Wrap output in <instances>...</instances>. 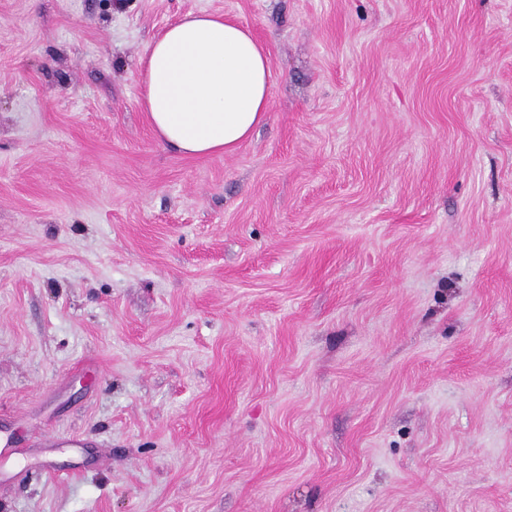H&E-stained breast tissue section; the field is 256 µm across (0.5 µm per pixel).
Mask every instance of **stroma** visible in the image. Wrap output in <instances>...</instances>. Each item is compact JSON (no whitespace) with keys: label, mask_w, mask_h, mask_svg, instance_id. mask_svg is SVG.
I'll use <instances>...</instances> for the list:
<instances>
[{"label":"stroma","mask_w":512,"mask_h":512,"mask_svg":"<svg viewBox=\"0 0 512 512\" xmlns=\"http://www.w3.org/2000/svg\"><path fill=\"white\" fill-rule=\"evenodd\" d=\"M200 10L229 155L140 103ZM0 512H512V0H0ZM141 105L165 147L183 155L231 154L268 111L269 54L237 22L188 13L152 41Z\"/></svg>","instance_id":"obj_1"}]
</instances>
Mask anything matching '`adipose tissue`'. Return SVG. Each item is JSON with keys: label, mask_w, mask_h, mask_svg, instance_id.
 <instances>
[{"label": "adipose tissue", "mask_w": 512, "mask_h": 512, "mask_svg": "<svg viewBox=\"0 0 512 512\" xmlns=\"http://www.w3.org/2000/svg\"><path fill=\"white\" fill-rule=\"evenodd\" d=\"M272 84L269 54L246 27L191 12L152 41L141 105L165 147L230 154L263 121Z\"/></svg>", "instance_id": "1"}]
</instances>
